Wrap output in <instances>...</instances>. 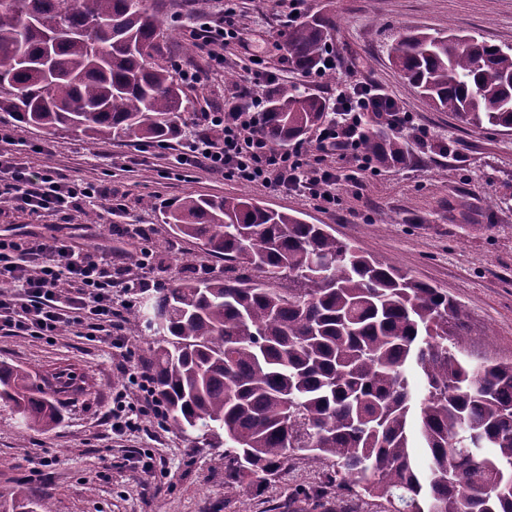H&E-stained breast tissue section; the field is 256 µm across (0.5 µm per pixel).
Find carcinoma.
I'll return each mask as SVG.
<instances>
[{"label": "carcinoma", "instance_id": "obj_1", "mask_svg": "<svg viewBox=\"0 0 512 512\" xmlns=\"http://www.w3.org/2000/svg\"><path fill=\"white\" fill-rule=\"evenodd\" d=\"M329 29L315 14L288 31L298 68L321 61ZM168 37L148 0H0V112L93 141L177 136L186 105ZM391 60L436 108L512 130V50L411 32ZM326 116L324 100L284 85L264 133L286 145ZM361 148L406 155L380 124L366 125ZM165 223L223 258L224 276L157 288L132 322L162 320L153 372L171 425L224 445L233 488L299 459L327 467L293 494L324 512H346L345 499L362 512H512V362L456 355L463 305L326 224L245 198L185 196ZM65 389L0 362V401L23 433L59 424ZM0 512L52 508L19 483Z\"/></svg>", "mask_w": 512, "mask_h": 512}]
</instances>
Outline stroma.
<instances>
[{
	"mask_svg": "<svg viewBox=\"0 0 512 512\" xmlns=\"http://www.w3.org/2000/svg\"><path fill=\"white\" fill-rule=\"evenodd\" d=\"M149 5L173 31L168 43L172 60L199 67L206 64L205 54L185 48L193 26L218 21L228 6L238 15L246 44L225 49L223 72L186 88L187 122L223 104L251 55L265 59L281 83L329 104L337 83L349 79L350 63L358 60L413 115L415 128L403 135L406 161L361 170L328 155L323 165L339 178V202L331 211L298 192L276 193L179 166V137L157 143L93 142L77 131L19 125L5 115L0 128L16 129L19 162L119 189L124 209L96 206L97 221L152 225L148 241H109L134 253L152 251L151 288L190 275L180 263L186 255L206 266L209 276L224 274L223 260L208 255L202 244L171 234L164 222L169 205L189 195L244 196L307 223L330 225L338 239L447 292L468 311L457 354L474 364L512 361V131L473 128L436 110L389 57L398 35L407 30H451L511 45L512 0H309L308 14L335 22L327 51L337 66L307 78L299 76L294 63L281 61L292 25L280 0H149ZM1 230L71 235L88 247L107 242L96 226H85L80 212L64 218L1 206ZM125 338L126 346L118 347L71 331L50 341L0 331V361L72 377L69 391L60 396L62 421L50 431L20 433L11 408L0 405V495L24 482L35 497L50 500L54 512H313L288 495L298 481H313L320 464L300 460L292 469L230 494L223 448L211 447L198 434L185 435L150 418L141 429L112 432L106 415L123 383V358L150 362L158 341L144 328L126 332ZM47 455L55 456L54 465L39 468ZM148 456L155 462L149 472L141 465Z\"/></svg>",
	"mask_w": 512,
	"mask_h": 512,
	"instance_id": "35a3bbf8",
	"label": "stroma"
}]
</instances>
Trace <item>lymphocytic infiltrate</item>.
<instances>
[{
	"instance_id": "obj_1",
	"label": "lymphocytic infiltrate",
	"mask_w": 512,
	"mask_h": 512,
	"mask_svg": "<svg viewBox=\"0 0 512 512\" xmlns=\"http://www.w3.org/2000/svg\"><path fill=\"white\" fill-rule=\"evenodd\" d=\"M192 35L211 63L224 64V50L240 41L232 10L216 23L194 27ZM277 81L266 67L247 68L242 82L222 110L202 113L197 127L176 157L177 164L203 169L241 183L273 191L304 190L322 208L336 205L335 174L322 166L325 153L341 151L356 164L366 156L359 139L367 114L385 118L396 133L413 123L410 113L363 73L336 89L334 116L317 129V153L308 156L302 143L291 150L274 149L263 132L265 96ZM221 136H214V129ZM34 213L68 214L101 203L123 206L117 189L93 182L68 181L52 169L33 171L13 157L0 158V197ZM112 247L88 248L72 238L29 233L0 234V328L8 332L55 338L62 328L85 330L90 336H121L130 302L116 299L117 288L142 287L130 277ZM125 384L111 410L114 430L138 429L154 418L167 424L169 414L157 394L153 374L142 365L122 367Z\"/></svg>"
}]
</instances>
